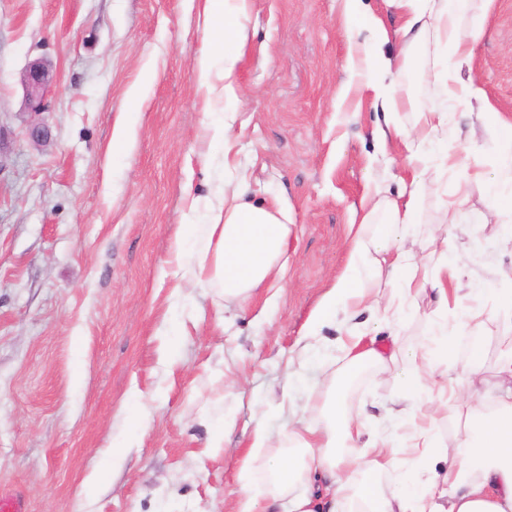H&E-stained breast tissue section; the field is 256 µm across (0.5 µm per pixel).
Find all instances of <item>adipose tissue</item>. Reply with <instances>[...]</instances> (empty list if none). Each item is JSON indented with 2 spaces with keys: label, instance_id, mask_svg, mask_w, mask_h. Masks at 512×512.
<instances>
[{
  "label": "adipose tissue",
  "instance_id": "ef3b65f1",
  "mask_svg": "<svg viewBox=\"0 0 512 512\" xmlns=\"http://www.w3.org/2000/svg\"><path fill=\"white\" fill-rule=\"evenodd\" d=\"M386 3L400 17L392 30L365 0H342L351 50L347 66L369 72L362 92L391 112L405 106L404 97L385 85L383 76L395 65L410 68L413 58L406 52L390 54L387 48L395 42L415 43L428 34L449 60L432 74L447 100L468 104L483 98L480 86L461 77L484 35L481 22L467 29L461 26L471 0ZM201 6L209 47L198 59L197 83L209 93L215 81H222L225 101L235 102L236 71L245 39L241 18L247 0H201ZM447 124V112L422 109L413 129L396 127L381 133V140L396 141L406 150L410 182L393 200L382 198L380 188L366 190L347 266L325 294L310 327L339 310L349 318L364 312L393 318L428 287L436 292L442 310L458 303L460 272L444 260L433 273L423 272L407 246L434 163L423 145L437 139ZM382 208L389 212V223L380 233L368 235L370 219ZM290 233L288 207L282 197L254 203L240 190H222L209 223H196L193 212L184 213L176 232L175 253L189 280L212 290L217 302L244 303L257 289L283 278ZM384 276L393 290L383 301L375 284ZM490 322L512 327V297L467 309L452 328L462 336L476 335ZM452 328L443 322L433 329L436 348L429 365L432 374L443 378L438 388L424 386L413 362L398 376L413 412L402 434L388 437L370 430L359 417L343 410L336 395H329L320 405V414L298 420L289 432L292 450L274 464L264 497H257L250 481L251 465L243 463L237 512H274L279 506L284 512H345L356 501L362 503L364 512H512V340L500 350L493 402L486 405L471 392L480 374V348L472 349L470 362L456 381L446 379L452 365L448 356ZM340 344L348 378L370 367L388 369L397 356L396 350L377 347L363 333H347ZM458 418L465 419V430L450 447L438 437L439 424ZM390 473L398 474L399 480L386 493L379 478Z\"/></svg>",
  "mask_w": 512,
  "mask_h": 512
}]
</instances>
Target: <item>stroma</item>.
Returning a JSON list of instances; mask_svg holds the SVG:
<instances>
[{
  "mask_svg": "<svg viewBox=\"0 0 512 512\" xmlns=\"http://www.w3.org/2000/svg\"><path fill=\"white\" fill-rule=\"evenodd\" d=\"M339 0H249L247 40L237 68L239 99L227 126L230 153L210 149L204 94L195 82L204 20L192 0H0V495L25 512H236L240 470L253 480L284 449L250 450L264 422L281 438L304 414L324 377L342 374L336 342L345 327L401 349L393 375L365 370L340 392L347 412L366 411L373 428L394 429L383 407L402 394L396 372L429 342L435 302L407 304L392 324L364 313L336 316L315 337L301 377L288 358L311 314L342 274L349 226L366 187L396 196L405 154L381 147L389 118L356 91ZM414 67L386 84L415 107L441 104L421 78L434 48H412ZM48 65L55 80L48 112L34 114L22 76ZM461 75L486 103L448 112L444 145L455 167L436 165L412 245L435 267L430 234L448 228L449 262L486 299L512 295V213L486 181L498 166L501 122L512 123V0H497ZM143 97L125 127L128 96ZM47 142L26 136L33 121ZM128 149L112 155L119 128ZM484 180H473L474 172ZM245 179L251 199H288V278L262 288L246 308L226 303L216 321L205 289L175 276V232L196 206L208 220L218 181ZM462 185L458 211L443 186ZM203 311L188 337H175L177 370L160 360L162 336L183 313ZM145 392L146 428L132 437L126 403ZM234 417L223 448L203 455L201 410ZM127 443L109 482L93 475L112 441Z\"/></svg>",
  "mask_w": 512,
  "mask_h": 512,
  "instance_id": "obj_1",
  "label": "stroma"
}]
</instances>
